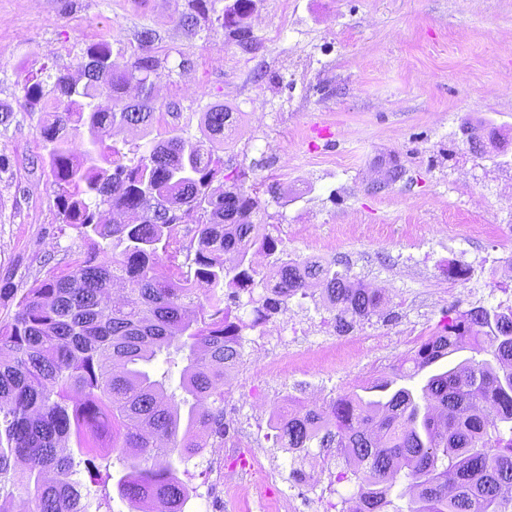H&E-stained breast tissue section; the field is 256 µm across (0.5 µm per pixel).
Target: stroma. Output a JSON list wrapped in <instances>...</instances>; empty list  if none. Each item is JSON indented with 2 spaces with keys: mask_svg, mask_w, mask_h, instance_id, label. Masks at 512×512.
I'll use <instances>...</instances> for the list:
<instances>
[{
  "mask_svg": "<svg viewBox=\"0 0 512 512\" xmlns=\"http://www.w3.org/2000/svg\"><path fill=\"white\" fill-rule=\"evenodd\" d=\"M208 0V20L179 24L189 0H0V101L14 119L0 131V322L22 290L85 250L62 224L41 152V113L19 107L27 79L69 68L86 43L107 38L126 64L142 29L157 35L159 109L174 108L185 137H202L201 114L221 105L236 121L221 147L224 173L258 187V224L280 227L279 247L315 256L357 278L381 281L394 306L378 326L337 334L321 299L289 307L318 327L288 346L287 376L242 373L229 403L247 421L249 401L280 408L278 392L317 384L354 390L416 349L446 317L475 306H512V281L494 267L512 249V157H475L464 122L512 140V0H257L241 47ZM398 161L403 178L381 172ZM277 184V194L264 185ZM465 269L453 279L449 270ZM115 457L95 458L82 481L105 487L111 512H134L115 484Z\"/></svg>",
  "mask_w": 512,
  "mask_h": 512,
  "instance_id": "35a3bbf8",
  "label": "stroma"
}]
</instances>
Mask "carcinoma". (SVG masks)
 <instances>
[{
    "mask_svg": "<svg viewBox=\"0 0 512 512\" xmlns=\"http://www.w3.org/2000/svg\"><path fill=\"white\" fill-rule=\"evenodd\" d=\"M207 12V0H192L179 23L194 27ZM154 41L142 31L122 68L108 41L92 42L76 57L78 77L60 72L22 87L23 108L43 113L40 160L60 215L86 251L26 289L12 321L0 324V496L18 498L17 512H100L97 491L75 479L76 459L99 448L122 464L116 489L137 512H152L158 498L182 512L179 467L224 431L215 368L243 360V330L306 295L309 281L321 285L340 333L377 308V295L353 287L347 273L286 255L259 235L258 200L241 185L215 184L224 159L213 142L233 126L224 107L202 113V138L174 127L133 158L114 144L115 127L146 129L158 119ZM132 85L135 102L126 98ZM181 167L192 177H176ZM113 210L134 220L105 221ZM186 211L200 214L187 243ZM111 245L121 252L107 256ZM256 250L274 256L266 277L253 267ZM242 292L249 323L230 311ZM466 347L476 356L418 389L397 386ZM163 352V373L148 369ZM273 429L284 448L343 449L356 467L337 481L355 484L342 502L359 500L358 512H401L396 487L407 512H512L504 494L512 488V312L479 306L450 317L392 376L294 416L280 410Z\"/></svg>",
    "mask_w": 512,
    "mask_h": 512,
    "instance_id": "cac0c4a2",
    "label": "carcinoma"
}]
</instances>
